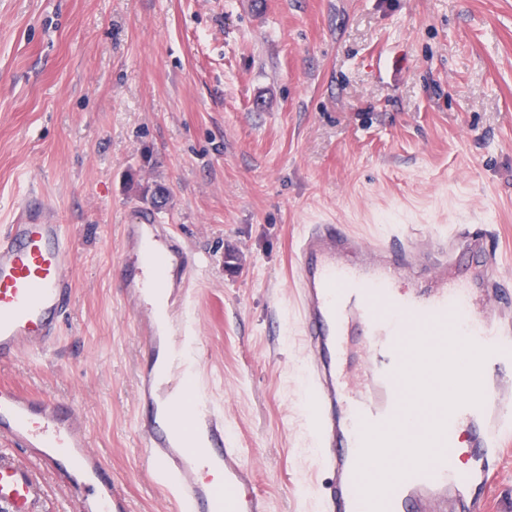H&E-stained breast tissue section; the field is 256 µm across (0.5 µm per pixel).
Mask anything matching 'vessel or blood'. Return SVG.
Returning a JSON list of instances; mask_svg holds the SVG:
<instances>
[{"mask_svg": "<svg viewBox=\"0 0 512 512\" xmlns=\"http://www.w3.org/2000/svg\"><path fill=\"white\" fill-rule=\"evenodd\" d=\"M126 239V258L138 266L123 283L128 304L170 366L166 382L145 379L147 402L168 409L140 428L157 483L172 494L176 512H266V498L251 489L242 451L201 380L202 338L191 315L201 258L188 257L181 238L153 215L127 225ZM74 259L66 226L53 223L46 207L22 203L0 235V363L55 336L72 301ZM296 262L312 451L331 476L319 512H368L357 477L364 425L399 419L407 435L417 437L437 416L434 408L405 411L409 392L399 369L416 334L437 346L447 328L490 351L481 371L483 402L448 416L441 459L398 481L384 507L481 512V494L494 483L498 461L512 452V293L494 282L486 234L465 227L450 233L397 228L368 244L336 225L314 224L298 240ZM169 269L182 284V319L171 332L157 328L156 311L143 299L147 282ZM355 336L364 358L359 379L346 368ZM464 426L470 436L463 453L457 433ZM80 428L73 404L0 386V435L33 449L43 469L80 493V512H127L125 497ZM42 498L32 470L0 454V512H40Z\"/></svg>", "mask_w": 512, "mask_h": 512, "instance_id": "b4317fda", "label": "vessel or blood"}]
</instances>
